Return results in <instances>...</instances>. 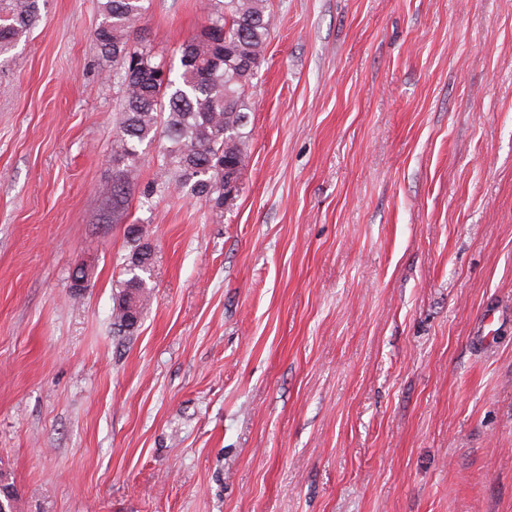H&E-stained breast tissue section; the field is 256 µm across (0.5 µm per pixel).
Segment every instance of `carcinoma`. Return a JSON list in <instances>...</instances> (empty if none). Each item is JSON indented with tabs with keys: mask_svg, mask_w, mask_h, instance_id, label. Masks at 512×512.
<instances>
[{
	"mask_svg": "<svg viewBox=\"0 0 512 512\" xmlns=\"http://www.w3.org/2000/svg\"><path fill=\"white\" fill-rule=\"evenodd\" d=\"M39 0H0V57L39 21ZM103 20L95 31L101 51L112 56V82L120 87L121 112L112 140L116 166L103 194L122 213L138 181L139 147L161 141L159 180L143 197L178 190L220 209L226 185L237 183L247 161L242 129L249 124L247 90L264 58L274 15L268 0H211L208 24L181 47L180 69L155 60L133 36L146 0H100ZM133 248L127 278L112 296V325L130 335L139 326L150 288L144 274L153 264L150 244L138 224L126 228Z\"/></svg>",
	"mask_w": 512,
	"mask_h": 512,
	"instance_id": "carcinoma-1",
	"label": "carcinoma"
}]
</instances>
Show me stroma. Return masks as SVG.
Wrapping results in <instances>:
<instances>
[{
  "instance_id": "obj_1",
  "label": "stroma",
  "mask_w": 512,
  "mask_h": 512,
  "mask_svg": "<svg viewBox=\"0 0 512 512\" xmlns=\"http://www.w3.org/2000/svg\"><path fill=\"white\" fill-rule=\"evenodd\" d=\"M39 4L0 63L15 512H512V0H269L232 200L145 203L151 144L117 219L99 0ZM207 5L137 35L179 66ZM126 235L133 242V248L124 267L128 277L121 282L120 289L112 296V325L118 334L130 335L139 326L151 292L143 274L151 269L153 252L150 244L144 240L140 225L129 224Z\"/></svg>"
}]
</instances>
